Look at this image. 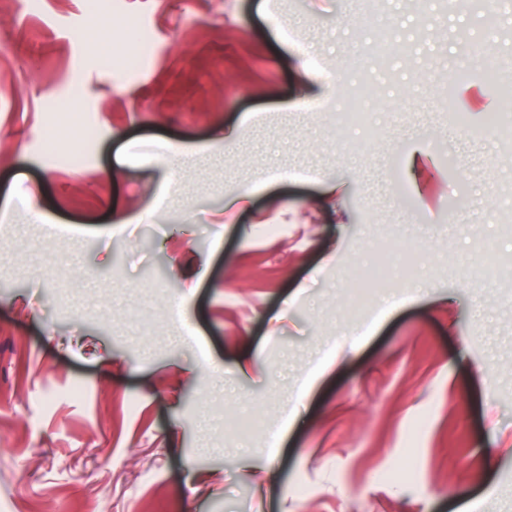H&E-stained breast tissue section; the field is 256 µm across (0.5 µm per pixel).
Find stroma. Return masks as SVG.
Returning a JSON list of instances; mask_svg holds the SVG:
<instances>
[{"mask_svg":"<svg viewBox=\"0 0 512 512\" xmlns=\"http://www.w3.org/2000/svg\"><path fill=\"white\" fill-rule=\"evenodd\" d=\"M95 2L0 10V512H512V0ZM474 52L484 70L482 76L483 80L490 84H496L499 79L495 75L485 71L493 72L499 77L500 70L501 72L503 71L502 60L485 45H477L474 48Z\"/></svg>","mask_w":512,"mask_h":512,"instance_id":"1","label":"stroma"}]
</instances>
